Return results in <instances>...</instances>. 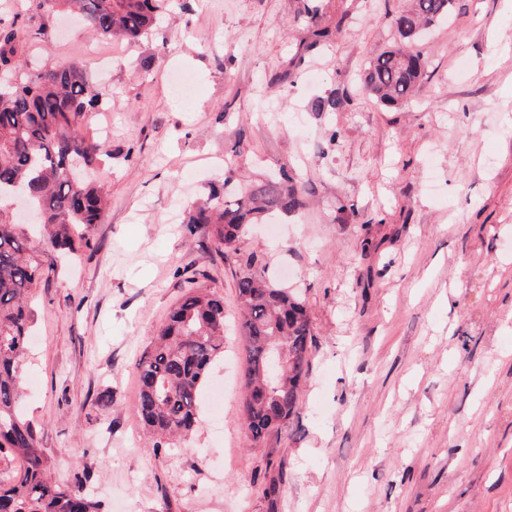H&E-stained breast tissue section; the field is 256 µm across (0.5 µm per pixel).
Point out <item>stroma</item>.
<instances>
[{
    "instance_id": "35a3bbf8",
    "label": "stroma",
    "mask_w": 512,
    "mask_h": 512,
    "mask_svg": "<svg viewBox=\"0 0 512 512\" xmlns=\"http://www.w3.org/2000/svg\"><path fill=\"white\" fill-rule=\"evenodd\" d=\"M409 0H172L153 35L97 41L45 0H0L27 71L82 67L108 94L85 127L112 155L92 246L41 255L21 401L58 481L100 512H512V0H455L415 41L402 107L356 77ZM331 32L310 43V8ZM45 28L47 39L36 38ZM167 53H159V44ZM193 75L176 99L170 77ZM336 94L343 105L316 112ZM303 174L309 206L249 226L229 256L186 226L211 183ZM297 290L312 322L300 410L263 442L240 422L236 275ZM224 300L212 421L146 448L137 361L170 309Z\"/></svg>"
}]
</instances>
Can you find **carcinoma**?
<instances>
[{"label": "carcinoma", "mask_w": 512, "mask_h": 512, "mask_svg": "<svg viewBox=\"0 0 512 512\" xmlns=\"http://www.w3.org/2000/svg\"><path fill=\"white\" fill-rule=\"evenodd\" d=\"M80 15L89 32L105 40L140 41L152 34L171 0H55ZM454 0H411L394 20L401 41L371 58L359 82L384 107L401 106L423 78L425 62L403 41L448 17ZM0 201L25 191L39 223L43 247L76 251L91 246L87 232L103 222L107 194L93 179L91 166L105 145L83 133L86 114L106 104L78 65L46 67L28 75L18 62L12 29L0 26ZM229 179L213 186L206 200L191 207L189 224L213 226L218 251H234L246 226L278 212L294 215L307 206V189L296 171L282 172L228 189ZM44 267L29 244L28 229L0 209V454L19 468L0 479V512H97L84 490L85 475L69 483L50 474L37 433L18 409L31 324L30 302ZM247 368L246 388H263L260 397L244 395L240 419L256 442L299 409V389L309 365L311 321L305 303L288 288H277L246 264L236 276ZM274 351L286 368L278 381L264 385L262 371ZM224 355V300L206 291L185 296L160 327L152 351L140 360L138 413L154 449L192 430L210 365Z\"/></svg>", "instance_id": "carcinoma-1"}]
</instances>
